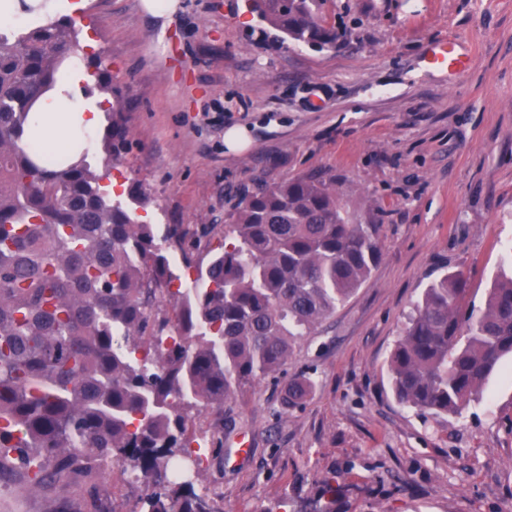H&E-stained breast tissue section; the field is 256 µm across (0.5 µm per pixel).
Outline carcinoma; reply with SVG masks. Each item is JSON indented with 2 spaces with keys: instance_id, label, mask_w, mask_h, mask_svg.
Returning <instances> with one entry per match:
<instances>
[{
  "instance_id": "cac0c4a2",
  "label": "carcinoma",
  "mask_w": 512,
  "mask_h": 512,
  "mask_svg": "<svg viewBox=\"0 0 512 512\" xmlns=\"http://www.w3.org/2000/svg\"><path fill=\"white\" fill-rule=\"evenodd\" d=\"M320 2L253 9L324 47L336 33ZM79 47L66 17L0 31V483L36 490L128 465L145 485L140 512H224L195 490L191 410L280 370L368 280L381 225L361 223L334 178L259 186L234 206L221 250L205 261L182 252L196 287L172 289L168 251L182 247L184 225L139 223L150 194L139 183L112 194L88 153L67 164L24 144L29 112ZM92 65L98 92L112 96L100 152L116 162L129 147L124 98L104 59ZM466 295L458 271L431 280L389 357L396 399L423 415L460 414L512 355V271L483 307ZM164 301L172 314H160ZM310 387L293 381L288 404ZM178 454L189 475L157 480Z\"/></svg>"
}]
</instances>
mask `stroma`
Segmentation results:
<instances>
[{
  "instance_id": "1",
  "label": "stroma",
  "mask_w": 512,
  "mask_h": 512,
  "mask_svg": "<svg viewBox=\"0 0 512 512\" xmlns=\"http://www.w3.org/2000/svg\"><path fill=\"white\" fill-rule=\"evenodd\" d=\"M336 42L286 39L247 0H179L170 18L142 0L72 9L81 62L104 57L128 101L132 147L99 167L114 193L137 181L146 224H184L173 251L217 242L241 188L335 178L362 221L381 224L368 281L305 337L282 370L195 417L219 436L199 492L224 512H512V358L459 416L395 399L388 358L423 289L462 271L483 305L512 252V0H323ZM453 39L467 68L425 69L428 42ZM246 128L247 145L224 137ZM304 403L287 406L294 377ZM249 442L240 452V439ZM111 512H137L144 486L121 466L98 474ZM90 512L79 483L0 488V512Z\"/></svg>"
}]
</instances>
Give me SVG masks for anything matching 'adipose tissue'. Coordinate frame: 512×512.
<instances>
[{
	"mask_svg": "<svg viewBox=\"0 0 512 512\" xmlns=\"http://www.w3.org/2000/svg\"><path fill=\"white\" fill-rule=\"evenodd\" d=\"M75 84L73 75L65 74L58 91L43 97L29 114V129L46 144L64 145L74 137L87 148L94 142L100 115L85 109Z\"/></svg>",
	"mask_w": 512,
	"mask_h": 512,
	"instance_id": "obj_1",
	"label": "adipose tissue"
}]
</instances>
